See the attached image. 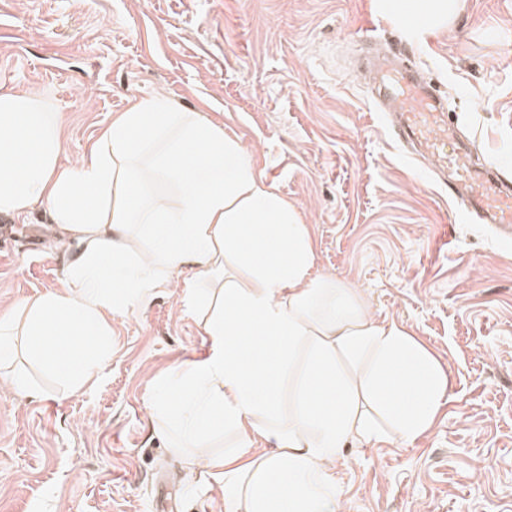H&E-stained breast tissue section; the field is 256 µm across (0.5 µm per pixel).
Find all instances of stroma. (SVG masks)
<instances>
[{"label":"stroma","mask_w":512,"mask_h":512,"mask_svg":"<svg viewBox=\"0 0 512 512\" xmlns=\"http://www.w3.org/2000/svg\"><path fill=\"white\" fill-rule=\"evenodd\" d=\"M401 42L512 172V0H466L420 44L376 0H0V85L56 102L72 159L133 97L222 126L309 225L314 275L361 289L448 373L421 437L343 444L340 512H512V244L388 138L355 66ZM51 222L0 215V310L60 288L72 251ZM208 316L157 290L113 318L112 358L76 392L18 356L31 392L0 390V512H224L150 406L173 365L207 357Z\"/></svg>","instance_id":"35a3bbf8"}]
</instances>
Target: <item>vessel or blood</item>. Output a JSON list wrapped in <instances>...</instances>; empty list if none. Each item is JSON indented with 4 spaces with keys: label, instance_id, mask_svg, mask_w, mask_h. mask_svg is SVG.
Wrapping results in <instances>:
<instances>
[{
    "label": "vessel or blood",
    "instance_id": "obj_1",
    "mask_svg": "<svg viewBox=\"0 0 512 512\" xmlns=\"http://www.w3.org/2000/svg\"><path fill=\"white\" fill-rule=\"evenodd\" d=\"M377 103L394 104L391 137L426 159L442 192L459 200L472 220L493 225L512 241V175L478 162L477 146L461 138L436 87L413 68L403 53L373 68Z\"/></svg>",
    "mask_w": 512,
    "mask_h": 512
}]
</instances>
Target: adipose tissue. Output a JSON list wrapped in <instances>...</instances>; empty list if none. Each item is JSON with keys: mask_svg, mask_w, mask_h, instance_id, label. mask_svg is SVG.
Listing matches in <instances>:
<instances>
[{"mask_svg": "<svg viewBox=\"0 0 512 512\" xmlns=\"http://www.w3.org/2000/svg\"><path fill=\"white\" fill-rule=\"evenodd\" d=\"M420 43L462 0H377ZM173 194H146L143 167ZM47 208L72 248L60 289L0 312V388L15 337L78 390L112 355V319L158 289L199 298L196 277L236 275L206 323L209 353L174 366L156 410L184 448L232 427L235 445L195 458L224 486V512H336L331 464L343 442L409 443L436 417L448 375L401 326L377 321L360 289L314 276L310 229L222 127L161 96L130 102L77 160L61 115L37 90L0 88V213ZM192 268L195 279L183 278ZM304 353L297 408L281 417V374ZM275 441V450L257 441Z\"/></svg>", "mask_w": 512, "mask_h": 512, "instance_id": "ef3b65f1", "label": "adipose tissue"}]
</instances>
